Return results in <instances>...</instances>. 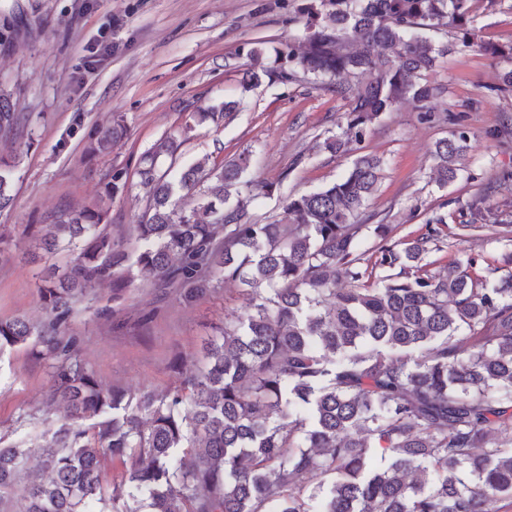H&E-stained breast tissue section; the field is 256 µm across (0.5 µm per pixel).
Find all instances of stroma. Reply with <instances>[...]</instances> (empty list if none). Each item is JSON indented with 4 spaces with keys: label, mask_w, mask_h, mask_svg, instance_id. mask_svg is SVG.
<instances>
[{
    "label": "stroma",
    "mask_w": 512,
    "mask_h": 512,
    "mask_svg": "<svg viewBox=\"0 0 512 512\" xmlns=\"http://www.w3.org/2000/svg\"><path fill=\"white\" fill-rule=\"evenodd\" d=\"M301 0H0V90L11 94L25 117L17 139H0V157L20 150L12 172L10 207L0 225L15 236L0 258V320L38 318L44 264L30 261L31 242L22 227L37 223L62 202L98 199L106 182L120 190L110 200L112 229L128 233L137 223L147 191L137 173L142 155L162 136L180 135L195 112H222L239 93L246 57L243 47L266 51L295 33L288 16ZM476 28L482 41L512 43V0H482ZM113 41L112 53L99 46ZM499 67L475 48H458L440 58L434 76L441 87L437 112L458 113L469 133V149L456 180L441 187L430 178L431 153L452 125L422 122L412 105L384 113L371 127L365 152L384 160L370 202L394 227L395 237H412L439 211L448 224L466 214L475 193L502 172L512 171V135L497 131L512 115V91L490 92ZM347 108L331 86L299 81L265 82L246 95L241 111L220 123L196 126L178 150L172 173L202 157L228 161L250 152L251 178L280 184L282 191H312L346 173L352 155L322 147ZM127 132L111 153L87 161L85 148L114 116ZM475 257L470 273L493 282L512 272V234L492 226L480 236L442 237L429 254L430 269L447 272L457 260ZM228 285L185 303L151 288H135L113 299L110 286L97 291L94 309L79 311L71 330L82 353L107 387L163 390L201 359L208 337L218 334L225 309L239 306ZM110 315L97 317L98 309ZM51 385L48 364L26 347L0 350V433L15 441L52 431L55 419L24 426L21 411L40 406Z\"/></svg>",
    "instance_id": "obj_1"
}]
</instances>
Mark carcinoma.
Listing matches in <instances>:
<instances>
[{
	"instance_id": "carcinoma-1",
	"label": "carcinoma",
	"mask_w": 512,
	"mask_h": 512,
	"mask_svg": "<svg viewBox=\"0 0 512 512\" xmlns=\"http://www.w3.org/2000/svg\"><path fill=\"white\" fill-rule=\"evenodd\" d=\"M475 0H309L288 16L295 40L246 51L241 93L262 78H332L347 110L324 139L356 154L349 170L314 191L283 194L248 178L250 154L221 165L204 157L177 182L162 169L180 142L165 136L142 156L149 198L130 226V249L112 233L101 203H66L24 225L47 254L74 253L47 274L45 317L0 320V349L25 346L48 362L43 405L62 413L44 443L0 435V512L17 495L24 512H497L512 505V272L490 285L471 276L474 259L431 272L425 258L445 224L393 239L369 202L383 159L361 143L381 114L411 102L436 119L426 76L448 53L427 32L447 27L456 43L505 64L491 92L512 90V45L486 43L473 26ZM194 112L198 124L235 112ZM23 116L0 91V136ZM451 137L437 141L433 181L457 177L468 131L450 112ZM123 120L86 148L112 152ZM0 159V209L11 168ZM198 198L179 208L176 194ZM277 197L282 218L260 224L249 210ZM373 244L365 246V233ZM112 285L172 290L191 303L232 284L243 303L203 346V365L165 390L104 387L71 332L77 307ZM38 448L44 476L25 471ZM389 460L382 471L368 462ZM121 467L107 481L105 461ZM320 507H311L314 499Z\"/></svg>"
}]
</instances>
